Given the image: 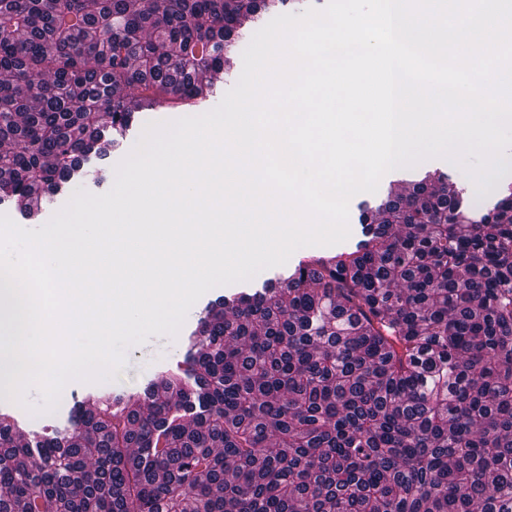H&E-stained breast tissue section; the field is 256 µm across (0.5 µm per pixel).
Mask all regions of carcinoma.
I'll list each match as a JSON object with an SVG mask.
<instances>
[{
    "label": "carcinoma",
    "mask_w": 512,
    "mask_h": 512,
    "mask_svg": "<svg viewBox=\"0 0 512 512\" xmlns=\"http://www.w3.org/2000/svg\"><path fill=\"white\" fill-rule=\"evenodd\" d=\"M273 0H0V203L207 95ZM351 249L215 302L184 375L33 444L0 413V512H512V187L460 223L425 171Z\"/></svg>",
    "instance_id": "carcinoma-1"
}]
</instances>
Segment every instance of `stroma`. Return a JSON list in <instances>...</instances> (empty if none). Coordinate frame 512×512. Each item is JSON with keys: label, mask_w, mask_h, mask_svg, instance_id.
Segmentation results:
<instances>
[{"label": "stroma", "mask_w": 512, "mask_h": 512, "mask_svg": "<svg viewBox=\"0 0 512 512\" xmlns=\"http://www.w3.org/2000/svg\"><path fill=\"white\" fill-rule=\"evenodd\" d=\"M181 109L160 107L152 111L136 113L131 125L123 132L112 128H103L105 139L111 140L112 148L106 157H89L70 181L67 192L52 194L39 191L29 202L31 209L36 210L35 220L47 223L69 200L71 190L82 188L93 194L108 192L115 181L116 165L133 149L138 142L147 123L170 121L181 118ZM237 284L215 287L206 292L189 310L186 321L177 338L176 350L168 351L157 359H149L148 354L153 348L152 342H145L130 347L126 354L127 364L124 371L117 373L115 379L100 383H84L73 381L68 383L61 395L60 402L54 412L33 415L21 406L10 401L7 385L12 374L18 371L15 363L0 368V410L15 416L22 424L23 436L28 441H36L48 436L65 435L70 430V418L73 410L79 407L89 396L112 392L130 393L131 396L143 394L150 382L164 373L177 370L183 366L187 351V337L194 330L204 315L206 307L224 294L237 291Z\"/></svg>", "instance_id": "1"}]
</instances>
